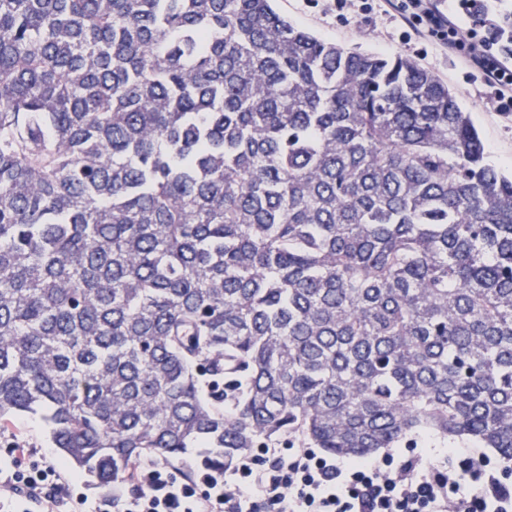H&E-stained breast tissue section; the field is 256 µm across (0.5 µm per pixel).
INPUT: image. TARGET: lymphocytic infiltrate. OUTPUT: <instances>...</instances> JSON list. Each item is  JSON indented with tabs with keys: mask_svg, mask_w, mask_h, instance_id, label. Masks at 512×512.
Masks as SVG:
<instances>
[{
	"mask_svg": "<svg viewBox=\"0 0 512 512\" xmlns=\"http://www.w3.org/2000/svg\"><path fill=\"white\" fill-rule=\"evenodd\" d=\"M418 37L434 38L512 111V10L481 11L480 0H385ZM27 451L14 444L0 460V512H512V485L485 454L453 448L440 463L413 454L354 460L309 449L259 448L220 470L180 475L149 458L113 480L107 499L57 496L61 468L52 459L23 468ZM135 484L137 493L127 491Z\"/></svg>",
	"mask_w": 512,
	"mask_h": 512,
	"instance_id": "obj_1",
	"label": "lymphocytic infiltrate"
}]
</instances>
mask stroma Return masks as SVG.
Instances as JSON below:
<instances>
[{
  "label": "stroma",
  "mask_w": 512,
  "mask_h": 512,
  "mask_svg": "<svg viewBox=\"0 0 512 512\" xmlns=\"http://www.w3.org/2000/svg\"><path fill=\"white\" fill-rule=\"evenodd\" d=\"M275 5L292 23L338 45L416 61L448 85L460 106L470 112L483 138L487 162L512 174V112L497 111L489 89L457 56L443 54L435 40L408 35L405 25L379 6L355 12L337 9L333 0H275ZM15 437L41 454H59L42 412L16 415L11 433L0 434V452Z\"/></svg>",
  "instance_id": "35a3bbf8"
}]
</instances>
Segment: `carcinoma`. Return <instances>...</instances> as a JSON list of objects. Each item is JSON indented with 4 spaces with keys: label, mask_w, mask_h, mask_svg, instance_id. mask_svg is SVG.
<instances>
[{
    "label": "carcinoma",
    "mask_w": 512,
    "mask_h": 512,
    "mask_svg": "<svg viewBox=\"0 0 512 512\" xmlns=\"http://www.w3.org/2000/svg\"><path fill=\"white\" fill-rule=\"evenodd\" d=\"M275 0H0V429L512 461V176L409 58Z\"/></svg>",
    "instance_id": "obj_1"
}]
</instances>
